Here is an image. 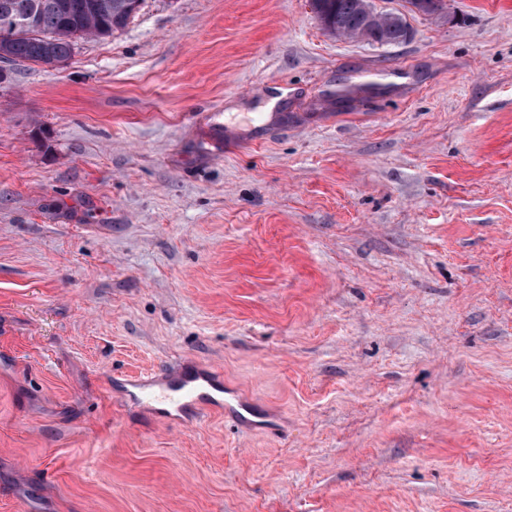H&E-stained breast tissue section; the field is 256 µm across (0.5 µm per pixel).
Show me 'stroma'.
I'll use <instances>...</instances> for the list:
<instances>
[{"mask_svg": "<svg viewBox=\"0 0 512 512\" xmlns=\"http://www.w3.org/2000/svg\"><path fill=\"white\" fill-rule=\"evenodd\" d=\"M380 7L144 0L7 67L0 512H512V0ZM186 366L255 425L122 383ZM314 14L323 30L331 35L367 41L376 39L386 45L407 40L410 31L402 23L382 17L370 24L361 11L358 0H310Z\"/></svg>", "mask_w": 512, "mask_h": 512, "instance_id": "1", "label": "stroma"}]
</instances>
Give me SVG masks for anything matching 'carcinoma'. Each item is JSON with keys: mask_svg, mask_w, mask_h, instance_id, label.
Here are the masks:
<instances>
[{"mask_svg": "<svg viewBox=\"0 0 512 512\" xmlns=\"http://www.w3.org/2000/svg\"><path fill=\"white\" fill-rule=\"evenodd\" d=\"M143 0H0V63L32 62L56 68L74 55L77 40L123 30ZM323 30L388 45L407 40L402 23L382 17L370 24L359 0H310Z\"/></svg>", "mask_w": 512, "mask_h": 512, "instance_id": "carcinoma-1", "label": "carcinoma"}]
</instances>
